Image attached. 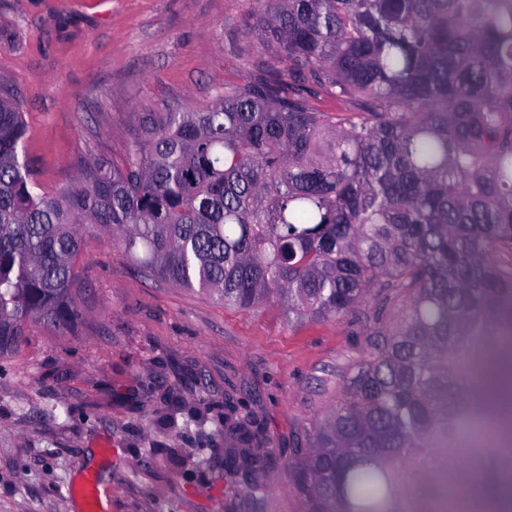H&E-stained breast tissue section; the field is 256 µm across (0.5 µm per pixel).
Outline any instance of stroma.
Returning a JSON list of instances; mask_svg holds the SVG:
<instances>
[{
  "mask_svg": "<svg viewBox=\"0 0 512 512\" xmlns=\"http://www.w3.org/2000/svg\"><path fill=\"white\" fill-rule=\"evenodd\" d=\"M255 0H0V91L25 114L42 191L78 157L123 160L136 112L209 101L265 73L247 34ZM80 321L44 323L0 358V512H82L96 473L110 512H303L288 482L367 353L361 316L288 323L147 279L120 242L90 233ZM269 455L224 469V398Z\"/></svg>",
  "mask_w": 512,
  "mask_h": 512,
  "instance_id": "35a3bbf8",
  "label": "stroma"
}]
</instances>
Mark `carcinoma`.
<instances>
[{
    "instance_id": "1",
    "label": "carcinoma",
    "mask_w": 512,
    "mask_h": 512,
    "mask_svg": "<svg viewBox=\"0 0 512 512\" xmlns=\"http://www.w3.org/2000/svg\"><path fill=\"white\" fill-rule=\"evenodd\" d=\"M250 29L283 66L136 113L125 159L80 157L56 193L0 97V354L77 324L88 229L226 308L361 313L367 357L290 481L305 512H398L401 469L447 465L478 355L512 345V0H257ZM266 457L231 444L224 468Z\"/></svg>"
}]
</instances>
